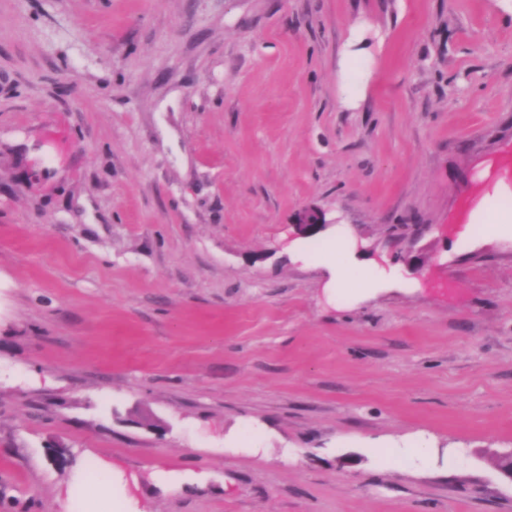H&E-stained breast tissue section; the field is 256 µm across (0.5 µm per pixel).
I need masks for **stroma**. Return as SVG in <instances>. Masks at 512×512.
Here are the masks:
<instances>
[{
  "mask_svg": "<svg viewBox=\"0 0 512 512\" xmlns=\"http://www.w3.org/2000/svg\"><path fill=\"white\" fill-rule=\"evenodd\" d=\"M511 159L498 0H0V512H512ZM512 190L504 177L489 182L480 193L476 205L469 211L461 238L469 237L474 227L482 224L481 232L486 237H499L510 228L512 232ZM510 203V206L506 204ZM297 225L305 237L314 236L331 225L326 222L325 216L315 209H303L297 215ZM358 251V244L350 239L346 242L341 240L328 241L323 245L322 260L321 252L311 253L307 256L309 260L324 263L331 271V277L326 285V292L330 302L336 298L346 296L348 290H356L358 294H365L372 285L374 277L392 279V274L380 268L375 262H371V268L366 262H351L346 260V255L355 257ZM356 284L358 288L350 289V285Z\"/></svg>",
  "mask_w": 512,
  "mask_h": 512,
  "instance_id": "obj_1",
  "label": "stroma"
}]
</instances>
